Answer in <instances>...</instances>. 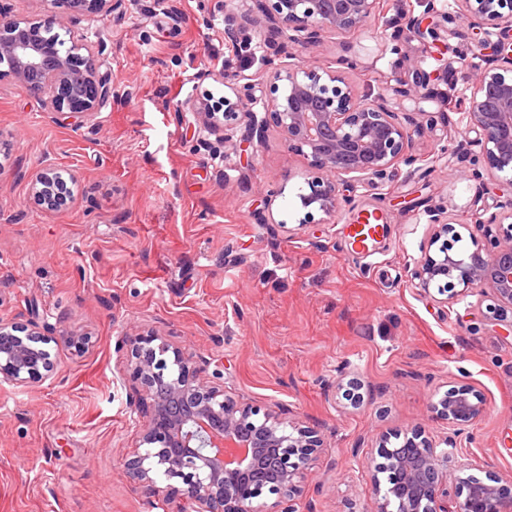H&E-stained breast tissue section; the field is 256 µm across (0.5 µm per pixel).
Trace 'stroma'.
Listing matches in <instances>:
<instances>
[{
    "label": "stroma",
    "mask_w": 512,
    "mask_h": 512,
    "mask_svg": "<svg viewBox=\"0 0 512 512\" xmlns=\"http://www.w3.org/2000/svg\"><path fill=\"white\" fill-rule=\"evenodd\" d=\"M251 0H131L122 16L64 32L88 47L108 44L100 68L119 98L81 121L44 112L11 77H0V319L52 337L54 372L24 386L0 383V512H185L173 495L162 510L137 492L122 466L147 422L136 411L124 334L152 332L203 363L238 402L290 409L324 446L294 498L296 512H375L369 465L383 437L418 429L444 436L431 406L469 387L482 412L454 442L467 473L512 493V335L490 295L462 293L440 304L411 277L435 230L431 208L453 218L458 250L482 238V221L512 187L475 178L470 159L446 141L474 139L463 110L440 118L441 93L463 88L475 50L455 0L447 31L428 42L385 37L383 21L354 35L323 34L293 48L292 62L335 69L340 56L364 64L351 81L376 94L377 79L411 81L453 59L434 130L415 144L421 161L399 166L383 186L357 184L352 201L304 223L306 154L287 150L265 103L210 132L177 101L231 95L239 77L265 78L269 49L224 47V27ZM229 57L231 73H213ZM51 162L74 197L55 211L35 206L29 179ZM373 209L385 231L353 253L348 227ZM84 336L77 352L62 333Z\"/></svg>",
    "instance_id": "obj_1"
}]
</instances>
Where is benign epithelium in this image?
<instances>
[{
    "mask_svg": "<svg viewBox=\"0 0 512 512\" xmlns=\"http://www.w3.org/2000/svg\"><path fill=\"white\" fill-rule=\"evenodd\" d=\"M70 12L38 19L17 18L0 3V77L7 75L33 94L49 112L91 117L117 96L108 77L94 60L81 54L84 45L62 50L46 32L67 29L83 21L98 22L122 15L126 0H65ZM257 14H245L237 27L224 31V45L238 51L249 28H267V44L274 55L288 45L312 46L322 34L347 36L367 28L381 15L384 0H253ZM475 35L480 62L471 65L472 82L465 113L478 131L471 141L470 157L487 174L512 186V0H455ZM406 29L419 38L437 39L438 27L421 28L422 20L404 13ZM270 83L248 79L233 89L235 99L215 101L209 94L176 102L177 110L191 112L210 131L224 121L243 116L259 137L262 125L252 105L256 93L269 94L267 106L284 134L287 149L307 151L311 171L309 192L300 195L304 208L325 215L336 211L356 184L373 187L389 178L401 163L420 160L413 153L425 126L414 114L422 109L405 106L424 99L434 74L413 71L409 88L385 83L374 97L359 96L346 80L358 69L357 60L343 57L341 71L275 63ZM71 193L51 167L30 181L33 203L52 210ZM489 217L487 243L473 241L470 253L455 252L446 236L459 238L441 211L431 212L437 225L422 247L414 272L415 288L426 296L432 290L446 303L462 290H491L501 302L512 305V197ZM496 226L493 231L490 226ZM63 340L78 351L87 338L64 334L60 338L27 332L17 323L0 320V382L24 386L49 376L55 363L45 345ZM133 379L146 402L148 422L142 433L143 451L123 461L138 489L157 506L178 494L195 504L197 512H293L291 497L298 479L312 466L313 454L322 446L318 431L286 417L283 409L260 412L224 395L192 357L161 337L127 335ZM481 396L469 387L448 391L431 409L454 428L471 422L482 411ZM381 444L386 463L374 467L372 488L379 496L377 512H512V498L500 488L473 477H462L468 463L442 440L415 430L394 448ZM386 475L380 479V475ZM168 481L157 484L156 476ZM176 480L179 485L171 484ZM281 495L264 509L255 504L263 490Z\"/></svg>",
    "mask_w": 512,
    "mask_h": 512,
    "instance_id": "obj_1",
    "label": "benign epithelium"
}]
</instances>
